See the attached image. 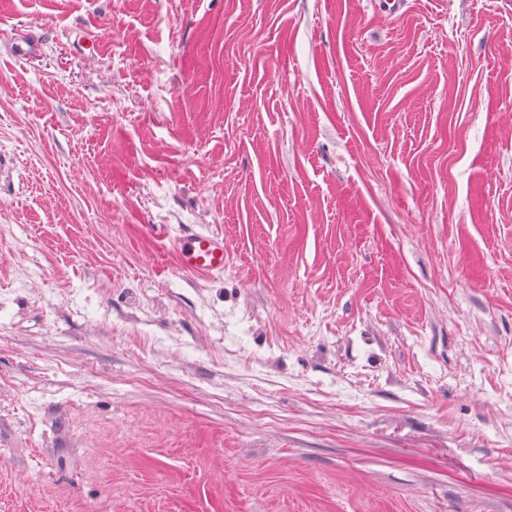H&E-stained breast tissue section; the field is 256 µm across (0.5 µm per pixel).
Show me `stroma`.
Here are the masks:
<instances>
[{
  "label": "stroma",
  "mask_w": 512,
  "mask_h": 512,
  "mask_svg": "<svg viewBox=\"0 0 512 512\" xmlns=\"http://www.w3.org/2000/svg\"><path fill=\"white\" fill-rule=\"evenodd\" d=\"M383 5L0 0V512H512V0ZM226 244L215 234H202L187 230L178 240L179 267L193 274H217L225 267Z\"/></svg>",
  "instance_id": "1"
}]
</instances>
